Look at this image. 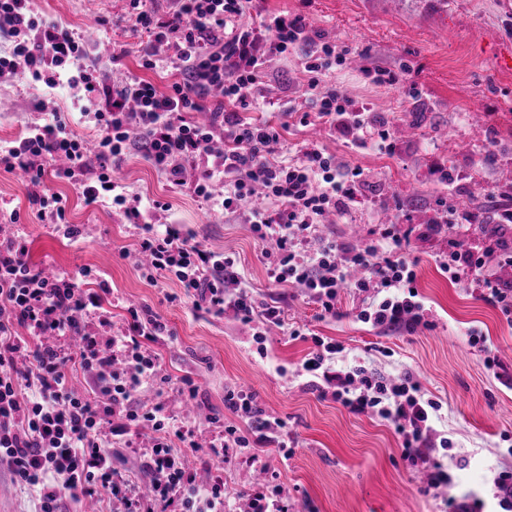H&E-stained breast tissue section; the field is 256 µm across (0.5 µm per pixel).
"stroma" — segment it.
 I'll use <instances>...</instances> for the list:
<instances>
[{"mask_svg":"<svg viewBox=\"0 0 512 512\" xmlns=\"http://www.w3.org/2000/svg\"><path fill=\"white\" fill-rule=\"evenodd\" d=\"M35 15L76 33L92 34L95 50L86 59L104 85L143 77L159 86L171 78L140 66L145 37L130 19L128 0H32ZM262 14H300L317 43L348 48L360 65L343 62L334 82L364 101L373 118L418 122L416 136L397 140L393 153L351 145V137L321 125L301 126L298 116L269 113L287 125L289 144L318 142L338 163L364 170L375 188L371 199L334 223L319 226L325 237L354 243L387 238L389 247L414 263L415 286L432 312L430 327L384 331L357 320L364 294L342 289L335 317L322 319L306 290L272 283L262 258V243L250 225L226 218L197 198L173 193L142 155L119 161L115 174L132 194L168 201L153 223L189 225L206 248L234 256L245 286L284 310L282 325L268 328L266 357L252 343L253 329L228 315L194 309L175 279H147L139 266L134 229L111 203L84 204L61 181L56 192L68 199L67 217L82 237L71 243L41 223L28 201V188L16 173L0 169V225L16 223L28 242L33 263L69 274L96 270L93 288H105L118 305L115 330H124L127 307L165 323L169 334L152 344L160 360L158 386L143 401L164 398L179 423L194 428L193 446L180 447L186 466L203 473L206 453L218 424L235 423L224 407V390L240 387L256 394L270 416L283 419L293 447L264 445L256 464L224 467V494L233 512H249V498L261 470L277 474L288 488V512H448L449 497L482 503V512H502L493 481L512 471V388L486 369L494 355L512 372V323L483 301L467 280H449L440 264L453 242L469 239L487 245L478 224H449L450 213H464L473 193L488 195L500 208H512V70L496 66L500 51L512 50V0H254ZM122 52L120 64L112 55ZM404 72L417 93L372 82L375 70ZM297 58H273L262 84L272 100L298 98ZM43 87L0 77V142L16 140L27 124L40 121ZM497 163L484 164L486 151ZM452 174L444 183V174ZM309 329L342 345L337 365L365 362L390 379L412 372L427 397L440 402L438 434L453 443L449 470L452 487L425 489L418 471L403 459L391 426L370 414H353L307 385L298 372L311 341L293 338ZM476 329L484 347L471 346ZM193 379L198 394L184 400L177 388ZM151 426L139 428L135 448L98 434L113 449L115 463L130 483L144 486L150 475L144 449Z\"/></svg>","mask_w":512,"mask_h":512,"instance_id":"stroma-1","label":"stroma"}]
</instances>
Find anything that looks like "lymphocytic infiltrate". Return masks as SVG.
Masks as SVG:
<instances>
[{"instance_id": "obj_1", "label": "lymphocytic infiltrate", "mask_w": 512, "mask_h": 512, "mask_svg": "<svg viewBox=\"0 0 512 512\" xmlns=\"http://www.w3.org/2000/svg\"><path fill=\"white\" fill-rule=\"evenodd\" d=\"M129 2L135 29L147 35L142 68L157 69L158 49L167 51L176 74L167 89L141 77L102 85L91 70L78 66L90 55L91 42L35 16L29 0H0V33L13 41L11 53L0 56V76L80 88L81 114L93 118L96 130V145L88 147L69 119L54 110L14 145L0 147V168L27 175L30 202L41 221L65 239L81 237L80 228L65 221V201L49 185L52 177L70 183L87 203L111 198L139 229L147 270L175 278L194 308L255 324L258 339L266 327L281 325V307L243 286L235 259L205 248L185 225L151 223V211L168 210V203L126 193L112 165L140 152L174 192L212 201L250 224L265 245L263 259L274 283L306 288L321 315H335L342 288H380L383 297L359 311L361 322L384 330L427 326L407 260L390 258L378 243L352 247L316 232L328 215L347 211L369 193L364 171L339 164L313 142L297 145L293 159L273 150L283 133L268 113H293L297 106L268 100L261 84L270 59L292 53L300 57L310 106L300 113L301 125L314 121L340 128L352 134L355 146L391 150L386 123H374L366 105L330 83L343 60L335 46L313 42L299 14L247 17L251 0H169L162 15L146 0ZM197 112L209 113V123L196 122ZM217 130L224 141L220 151L213 148ZM447 268L451 277L471 279L480 298L512 321V287H499L480 254L449 253ZM91 274L85 268L76 277L46 276L30 261L25 237L0 235V463L14 483L34 494L38 512H62L66 497L96 488L121 499L126 512H167L177 503L184 512H224L223 464L256 462L262 442L286 447V422L266 415L254 394L225 390V408L243 424L225 426L209 457L212 480L198 484L172 450L173 440L187 441L191 429L172 428L163 403L142 408L135 402L158 364L147 344L166 336V325L134 310L129 336L96 338L85 316L97 314L104 329L111 321L104 289L83 285ZM47 334L76 337L80 345L74 352L38 345ZM312 342L302 366L311 386L351 413L386 420L411 467L430 464L429 487L452 485V475L440 462H429L424 451L441 405L424 397L413 375L394 381L361 363L336 368L331 356L337 344L319 336ZM76 365L89 375L91 397L76 396L68 386ZM144 421L156 433L147 459L148 499L113 469L110 449L95 439L105 424L112 436L130 440Z\"/></svg>"}]
</instances>
